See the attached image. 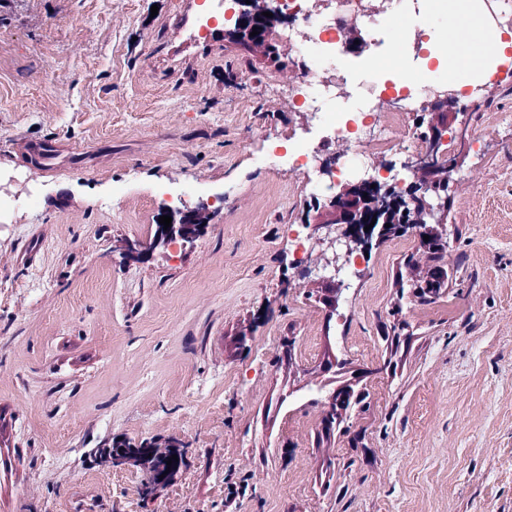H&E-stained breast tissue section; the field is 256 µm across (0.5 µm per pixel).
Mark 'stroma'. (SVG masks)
Masks as SVG:
<instances>
[{"instance_id": "35a3bbf8", "label": "stroma", "mask_w": 512, "mask_h": 512, "mask_svg": "<svg viewBox=\"0 0 512 512\" xmlns=\"http://www.w3.org/2000/svg\"><path fill=\"white\" fill-rule=\"evenodd\" d=\"M180 6L205 9L0 0V190L19 201L0 226V512H512V73L483 83L480 143L451 174L448 293L405 304L394 355L381 327L415 243L343 270L347 305L326 317L305 272L320 254L299 261L289 230L320 172L286 155L323 136L288 95L295 70L187 45ZM43 138L81 167L9 180ZM201 204L194 244L125 258ZM330 347L373 371L356 447L315 442ZM167 438L191 452L147 506L140 471L90 456Z\"/></svg>"}]
</instances>
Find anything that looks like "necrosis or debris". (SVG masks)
Here are the masks:
<instances>
[{
	"instance_id": "4bbe7bcc",
	"label": "necrosis or debris",
	"mask_w": 512,
	"mask_h": 512,
	"mask_svg": "<svg viewBox=\"0 0 512 512\" xmlns=\"http://www.w3.org/2000/svg\"><path fill=\"white\" fill-rule=\"evenodd\" d=\"M402 0H329L319 8L317 0H278L287 25L271 29L272 42L286 45L288 57L298 70V80L289 88L325 130L322 150L335 188H348L356 178L374 174L375 153L419 150L424 146L418 128L421 112L439 85L429 73L416 69L408 61L411 41H422L424 30L413 37L396 34L395 26ZM355 25L361 42L348 49L344 36L348 25ZM386 47L392 59L389 82L404 108L392 112H376L372 104L383 90L376 74L363 80L360 108L355 112L337 110L348 83L352 54L372 55ZM408 130V139L400 140L396 131Z\"/></svg>"
}]
</instances>
